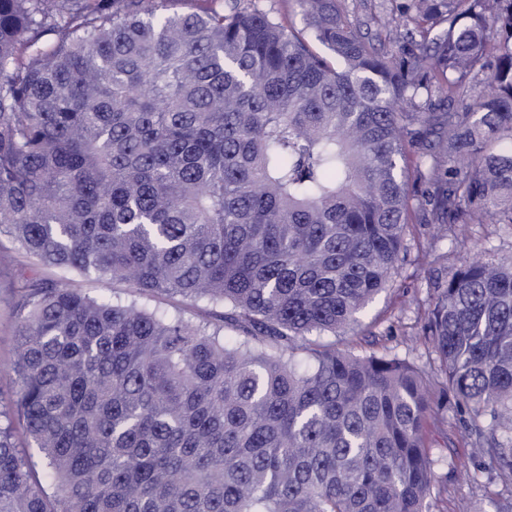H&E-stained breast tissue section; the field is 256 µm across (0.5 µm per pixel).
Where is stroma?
<instances>
[{"mask_svg": "<svg viewBox=\"0 0 512 512\" xmlns=\"http://www.w3.org/2000/svg\"><path fill=\"white\" fill-rule=\"evenodd\" d=\"M408 0H347L351 20L362 32L384 33L388 20L406 22L403 7ZM440 186L424 181L409 200L410 228L406 252L389 286L361 313L359 326L336 337L340 347L362 355L390 354L408 360L435 375L426 324L435 290L444 285L461 257L487 263L512 259V226L471 224L465 240L444 235L424 223L419 210L420 196H437ZM39 274L55 280L52 268L35 269L32 260L7 240H0V396L11 397L15 377L11 368L17 319L12 307L14 277ZM467 411L449 407L444 423L428 424L427 441L437 459V491L430 500V512H499L512 502V483L503 480L497 469L481 465L474 450L480 440L468 426Z\"/></svg>", "mask_w": 512, "mask_h": 512, "instance_id": "obj_1", "label": "stroma"}]
</instances>
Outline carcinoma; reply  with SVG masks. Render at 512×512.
<instances>
[{"instance_id": "obj_1", "label": "carcinoma", "mask_w": 512, "mask_h": 512, "mask_svg": "<svg viewBox=\"0 0 512 512\" xmlns=\"http://www.w3.org/2000/svg\"><path fill=\"white\" fill-rule=\"evenodd\" d=\"M174 2L0 0V237L137 295L13 285L0 512H429L425 426L450 398L511 476V259L466 257L437 289L432 380L296 353L398 267L405 144L441 186L427 223L512 225V0H412L394 55L343 0H299L323 54L235 0ZM477 67L487 90L454 105ZM159 296L214 319L141 303Z\"/></svg>"}]
</instances>
